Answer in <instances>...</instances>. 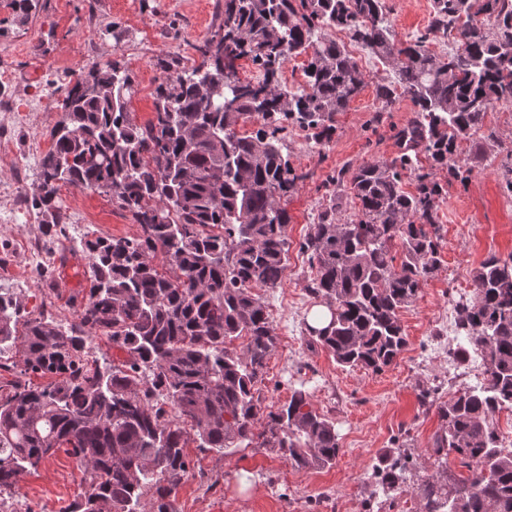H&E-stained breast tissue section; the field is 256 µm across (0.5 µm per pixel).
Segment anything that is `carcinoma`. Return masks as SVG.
<instances>
[{"instance_id":"carcinoma-1","label":"carcinoma","mask_w":512,"mask_h":512,"mask_svg":"<svg viewBox=\"0 0 512 512\" xmlns=\"http://www.w3.org/2000/svg\"><path fill=\"white\" fill-rule=\"evenodd\" d=\"M481 14L495 24H474ZM450 28L459 48L433 53L430 41ZM336 30L394 73L396 83L376 85L382 107L398 86L414 110L395 130L393 158L329 179L349 191L354 213L344 216L331 197L300 244L306 291L330 313L325 326H307L308 343L343 368L376 373L404 351L400 310L442 262L440 204L471 175L461 144L487 153L491 137L473 135L488 104L512 103V0H433L426 32L405 42L393 33L386 0H224V24L196 46L199 62L181 70L160 64L147 124L130 117L134 80L117 61L78 78L56 102L64 116L27 197L43 234H62L59 191L72 186L111 196L139 235L81 242L90 288L71 324L28 311L18 293H0V369L23 364L20 378L0 385V512H9L19 477L61 449L86 483L63 512H175L191 440L218 451L277 448L299 470L336 462L335 424L309 393L295 389L277 410L261 407L256 393L276 336L253 293L258 284L277 287L287 268L282 202L306 178L284 152L288 128L330 143L336 114L366 84ZM303 54L305 84L287 91L283 65ZM241 60L262 79L241 78ZM248 121L260 127L239 132ZM158 251L171 273L158 270ZM471 282L453 302L449 354L462 365L478 355L484 379L442 402L437 387L420 393L440 419L438 476L412 485L422 512H512V449L501 447L494 421L512 409V254L488 256ZM94 336L109 337L127 358L103 367L89 359ZM237 339L241 352L228 350ZM30 372L56 379L34 387L22 380ZM450 456L468 476L448 468ZM414 469L409 456H388L376 485L388 497Z\"/></svg>"}]
</instances>
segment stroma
<instances>
[{"mask_svg":"<svg viewBox=\"0 0 512 512\" xmlns=\"http://www.w3.org/2000/svg\"><path fill=\"white\" fill-rule=\"evenodd\" d=\"M397 39L425 31L432 0H387ZM224 19V0H40L26 25L13 21L12 0H0V65L16 79L0 85V113L27 112L29 121L11 126L10 145L0 154V184L20 180L25 194L38 184L36 144H49V132L62 112L45 108L67 84L89 69L118 60L135 84L130 116L143 125L154 117L153 91L159 63L197 61L196 45ZM367 84L336 117L333 141L318 146L306 132L292 129L287 145L291 163L306 178L285 203L290 216L288 269L278 288L255 286L265 301L277 338L261 386L263 405L285 403L292 389L311 395L315 409L336 422L341 451L332 467L298 470L276 448H240L217 453L188 446L190 472L179 486L176 512H421L411 484L393 498L375 492L373 473L389 452L411 453L417 474H436L431 448L440 428L436 408L422 406L420 389L442 395L476 384L467 366L456 365L444 349L452 301L470 291L471 274L489 255H512V195L503 174L512 167V104L487 114L481 136H492L486 158L471 160L468 183L453 184L439 211L442 262L416 299L399 315L408 345L384 372L341 369L325 348L309 347L304 323L315 301L305 290L310 269L300 244L336 187L329 176L371 161L394 157V131L413 115L402 96L379 112L375 85L386 72L370 53L358 59ZM65 238L52 253L32 256L30 242L41 239L39 218L26 205L0 212V289L24 296L28 308L46 306L58 319L73 321L74 302L89 292L88 260L76 249L81 237H131L138 227L110 196L70 186L60 190ZM85 489L75 458L57 452L38 469L21 475L16 504L21 512H61Z\"/></svg>","mask_w":512,"mask_h":512,"instance_id":"1","label":"stroma"}]
</instances>
